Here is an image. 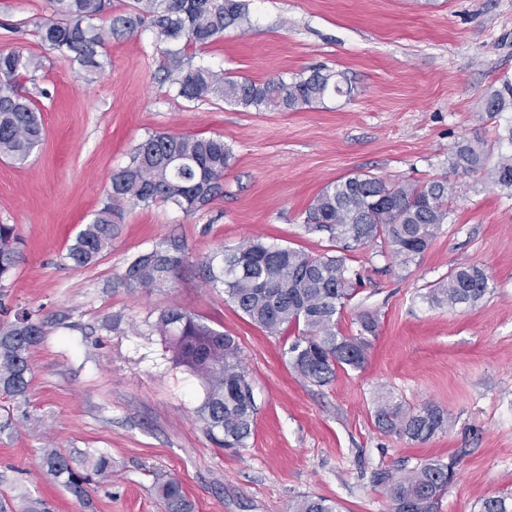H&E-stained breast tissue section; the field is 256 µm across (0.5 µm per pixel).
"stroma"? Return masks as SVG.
I'll use <instances>...</instances> for the list:
<instances>
[{"mask_svg":"<svg viewBox=\"0 0 512 512\" xmlns=\"http://www.w3.org/2000/svg\"><path fill=\"white\" fill-rule=\"evenodd\" d=\"M251 25L228 28L201 53L234 78L264 81L327 67L350 95L296 112L242 108L218 97H172L151 32L112 39L106 70L88 78L48 50L33 23L50 0H0V50L40 57L27 80L44 127L25 164L0 159V224L15 225L22 259L0 284V323L20 310L46 319L31 353L30 419L0 432V502L21 493L51 512H164L155 483L180 481L192 512H288L300 495L340 512H392L374 474L400 463L452 459L456 477L440 512H478L512 493V195L486 173L461 175L448 154L461 139L491 156L512 151V111L489 117L481 97L512 80V0H245ZM224 139L233 153L221 191L191 214L155 203L127 208L92 265L66 258L107 203L110 177L148 134ZM355 173L448 180L450 215L409 265L383 244L347 254L361 286L338 327L378 321L359 369L318 386L288 363L291 335L270 336L210 288L201 262L252 238L319 256L336 246L303 213L319 191ZM178 244L187 260L166 287L130 285V261ZM459 266L482 268L475 305L433 306L429 288ZM177 306L233 336L258 407L245 448L204 434L201 381L166 360L153 324ZM437 405L447 432L411 443L376 425L379 398ZM99 451L110 469L80 503L38 463L47 445Z\"/></svg>","mask_w":512,"mask_h":512,"instance_id":"35a3bbf8","label":"stroma"}]
</instances>
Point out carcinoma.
<instances>
[{
	"instance_id": "obj_1",
	"label": "carcinoma",
	"mask_w": 512,
	"mask_h": 512,
	"mask_svg": "<svg viewBox=\"0 0 512 512\" xmlns=\"http://www.w3.org/2000/svg\"><path fill=\"white\" fill-rule=\"evenodd\" d=\"M52 15L34 22L43 45L57 51L86 75L101 73L108 64L107 40L149 29L161 57L169 91L187 100L217 96L257 109L297 111L341 95L340 74L315 68L309 74L256 82L238 80L194 58L229 27L248 24L243 0H133L130 8L111 15L112 0H51ZM42 60L20 50L0 51V157L25 162L42 141L39 109L20 92V81L38 71ZM512 109V81L489 88L483 111ZM488 150L483 143L458 141L448 162L455 173L485 169ZM232 150L220 138L152 133L134 148L131 162L114 172L109 203L84 225L69 246L71 266L93 264L107 249L126 206L170 203L196 212L206 206L224 181ZM493 185L512 190V154L500 155L490 170ZM451 189L448 181L425 183L387 180L365 174L342 177L327 184L305 211L304 223L336 235L342 250L384 241L393 258L406 265L422 256L448 220ZM21 238L11 224H0V284L8 280L21 256ZM186 260L179 248L136 256L125 279L137 288H162ZM206 283L221 288L225 299L270 336L302 328L288 346L289 364L302 378L325 385L336 368L363 366L376 334L370 313L358 317L357 334L338 329L342 309L352 300L359 282L351 277L342 255L313 256L303 250L252 240L234 249L220 248L204 264ZM489 288L485 272L475 266L457 267L446 281L429 290L431 303L451 308L473 305ZM153 328L163 336L171 362L203 382L198 420L210 440L224 449L247 447L256 404L234 337L211 327L179 307L163 310ZM45 321L27 311L0 325V392L26 401L32 350L44 338ZM378 428L424 443L447 430L450 417L436 405L406 406L389 397L375 409ZM103 455L78 456L59 448H44L40 468L71 496L85 501L107 471ZM455 462L427 460L412 467L381 469L374 475L392 501L393 512H438L453 482ZM165 512H191L181 484L168 479L157 485ZM290 512H338L335 502L302 495ZM478 512H512V495L484 499Z\"/></svg>"
}]
</instances>
